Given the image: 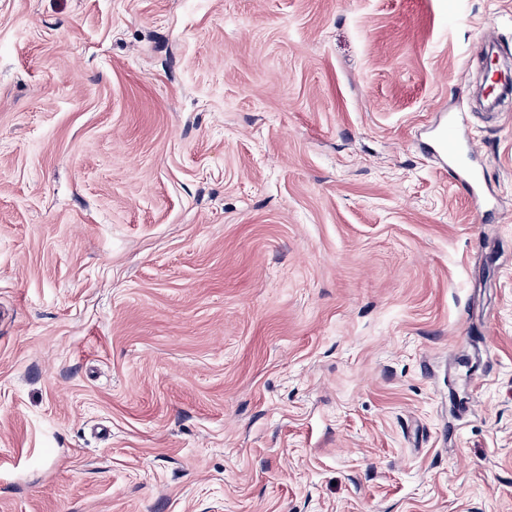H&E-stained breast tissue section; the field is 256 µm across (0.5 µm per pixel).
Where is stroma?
Returning <instances> with one entry per match:
<instances>
[{
	"instance_id": "obj_1",
	"label": "stroma",
	"mask_w": 512,
	"mask_h": 512,
	"mask_svg": "<svg viewBox=\"0 0 512 512\" xmlns=\"http://www.w3.org/2000/svg\"><path fill=\"white\" fill-rule=\"evenodd\" d=\"M492 42L512 0H0V512H512Z\"/></svg>"
}]
</instances>
